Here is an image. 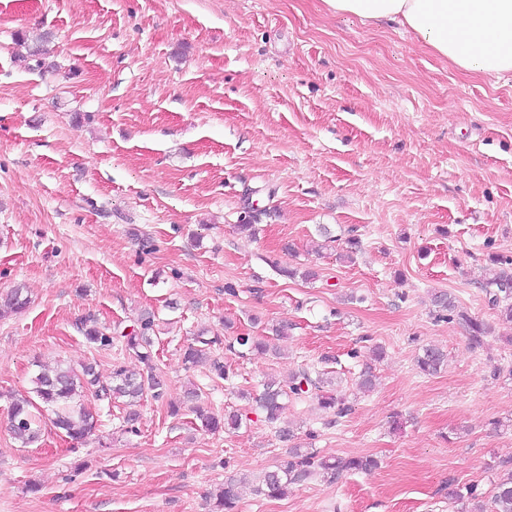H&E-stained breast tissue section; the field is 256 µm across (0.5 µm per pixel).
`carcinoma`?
Segmentation results:
<instances>
[{
	"mask_svg": "<svg viewBox=\"0 0 512 512\" xmlns=\"http://www.w3.org/2000/svg\"><path fill=\"white\" fill-rule=\"evenodd\" d=\"M496 266L492 278L486 285L496 287L488 291L491 304L498 308L500 316L512 322V257L496 255L492 257ZM29 299L23 294V288L17 286L5 296L0 297V316L7 313H17L27 307ZM432 304L437 316L448 319L457 317L470 331L474 344H482V338L487 333L484 324L474 320L464 313L457 311L454 298L446 292H436L432 296ZM154 327V315L146 311L140 315L139 326L128 333L112 335L97 326L95 320L86 318L81 322V331L85 339L101 350H109L119 343L122 349L135 356L144 366L141 373L129 371L122 362L112 364L109 380L103 381L93 364H84L80 368L65 367L54 371L40 370L32 379L33 398H23L13 403L8 420V428L15 439L27 445L37 441L47 425L62 431L72 441L81 443L93 434L98 423V413L89 410L81 402L85 393L89 392L95 400L112 404V400L124 397L129 411L125 416L130 424L137 419V413L132 409L137 399L145 394L155 399L163 396V382L160 369L156 364L151 349L150 331ZM219 341L214 336L208 338L202 334L194 338L184 351V361L188 366H196L209 362L211 371L219 378L227 380L230 377L224 363L211 356V347ZM445 354L437 347L428 346L417 357V366L421 372L432 374L443 365ZM328 381L322 375H311L302 370L291 375L286 381L269 380L263 384V390L255 396L257 407L264 414L267 422H277L284 409V400L290 396L301 397L310 395L323 410H336L341 415L346 410L343 400L336 397L327 388ZM51 410L54 414L49 420H44L42 414H35L31 407L34 401ZM205 428L211 431L234 429L239 426L240 418L236 414H226L222 417L212 414L201 415ZM375 465L368 457L351 458L346 461L329 460L318 457L317 453L308 448H290L288 455L272 470H268L258 479L253 491L269 498L280 496L291 484L306 481L317 472L334 480L344 470H367ZM249 483L246 475H230L224 480L218 492L215 493L211 512H237L239 489ZM490 512H512V474L500 479L493 487L490 496Z\"/></svg>",
	"mask_w": 512,
	"mask_h": 512,
	"instance_id": "1",
	"label": "carcinoma"
}]
</instances>
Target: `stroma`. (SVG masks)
<instances>
[{
    "mask_svg": "<svg viewBox=\"0 0 512 512\" xmlns=\"http://www.w3.org/2000/svg\"><path fill=\"white\" fill-rule=\"evenodd\" d=\"M495 254L512 256L511 76L464 73L321 0H0V292L30 298L0 319V512H209L226 472L261 476L293 443L377 465L276 499L243 488L239 512H472L466 487L489 495L512 470ZM437 291L485 324L482 345L435 318ZM145 309L163 398L131 427L116 400L80 445L14 440L11 399L38 368L140 370L78 325L128 332ZM202 331L232 381L185 368ZM241 334L267 350L229 349ZM429 345L447 356L432 375L416 366ZM302 369L349 410L289 399V442L248 394ZM190 388L241 427L202 430Z\"/></svg>",
    "mask_w": 512,
    "mask_h": 512,
    "instance_id": "1",
    "label": "stroma"
}]
</instances>
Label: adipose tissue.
Segmentation results:
<instances>
[{"mask_svg":"<svg viewBox=\"0 0 512 512\" xmlns=\"http://www.w3.org/2000/svg\"><path fill=\"white\" fill-rule=\"evenodd\" d=\"M327 10L370 26L398 25L458 69L512 75V0H323Z\"/></svg>","mask_w":512,"mask_h":512,"instance_id":"obj_1","label":"adipose tissue"}]
</instances>
